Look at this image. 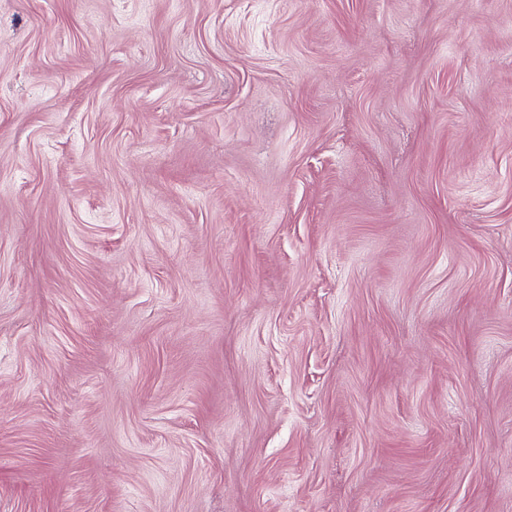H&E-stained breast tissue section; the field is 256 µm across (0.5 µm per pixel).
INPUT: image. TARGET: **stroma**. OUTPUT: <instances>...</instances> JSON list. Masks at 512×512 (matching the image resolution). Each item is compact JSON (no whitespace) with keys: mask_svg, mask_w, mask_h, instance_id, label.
Wrapping results in <instances>:
<instances>
[{"mask_svg":"<svg viewBox=\"0 0 512 512\" xmlns=\"http://www.w3.org/2000/svg\"><path fill=\"white\" fill-rule=\"evenodd\" d=\"M0 512H512V0H0Z\"/></svg>","mask_w":512,"mask_h":512,"instance_id":"obj_1","label":"stroma"}]
</instances>
